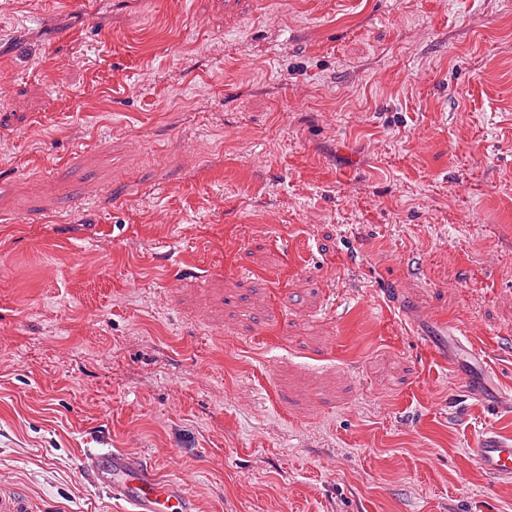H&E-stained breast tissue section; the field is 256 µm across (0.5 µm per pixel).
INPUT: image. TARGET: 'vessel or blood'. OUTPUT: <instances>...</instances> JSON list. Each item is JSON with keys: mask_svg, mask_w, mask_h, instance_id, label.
I'll return each mask as SVG.
<instances>
[{"mask_svg": "<svg viewBox=\"0 0 512 512\" xmlns=\"http://www.w3.org/2000/svg\"><path fill=\"white\" fill-rule=\"evenodd\" d=\"M475 455L490 477H512V441L485 436ZM84 462L97 488L125 502L129 512H194L182 482L161 475L140 456L121 448H89Z\"/></svg>", "mask_w": 512, "mask_h": 512, "instance_id": "b4317fda", "label": "vessel or blood"}]
</instances>
